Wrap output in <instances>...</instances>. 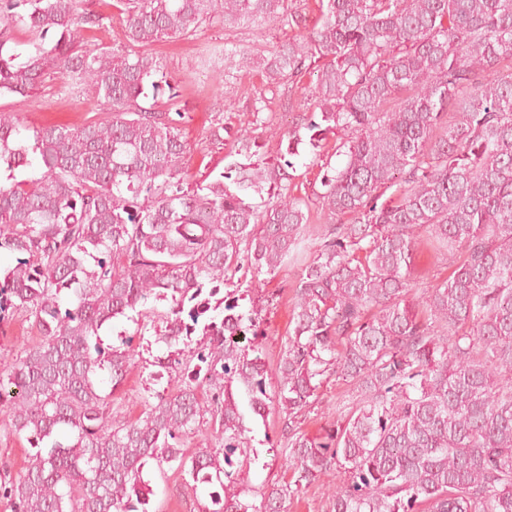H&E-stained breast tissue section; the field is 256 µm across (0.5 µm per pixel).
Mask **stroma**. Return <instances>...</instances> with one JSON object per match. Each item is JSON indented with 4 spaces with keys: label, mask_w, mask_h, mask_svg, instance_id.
Wrapping results in <instances>:
<instances>
[{
    "label": "stroma",
    "mask_w": 512,
    "mask_h": 512,
    "mask_svg": "<svg viewBox=\"0 0 512 512\" xmlns=\"http://www.w3.org/2000/svg\"><path fill=\"white\" fill-rule=\"evenodd\" d=\"M82 7L104 18L101 28L85 32V48L125 44V24L116 0H84ZM224 38L222 27L207 26L194 37L158 43L152 47L153 53L161 58L166 72L173 77L180 95V108L187 114L181 127L192 145L188 164V175L192 178L208 172H223L224 168L237 162V140L246 130L251 133V150L256 156L273 162L286 151L279 138L270 136L263 129L251 127L249 99L262 86L257 73L240 72L232 91H225L224 67L210 61L207 54L208 48L223 46ZM228 97L235 99L234 109H225L224 100ZM99 110L100 105L92 94L66 92L61 80L55 77L47 79L45 88L32 96H0V113L19 114L32 127L79 125L96 118ZM215 118L224 123V146L220 149L211 144L209 136L210 122ZM299 272V261L288 263L276 277L266 280L261 294L262 328L265 333L263 345L270 368L268 379L272 382L277 379L275 368L288 337L293 288ZM245 423L250 430L255 454L246 477L252 489L250 499L258 503L283 473L281 458L268 452L270 443L281 437V422L279 415L272 413L264 420L246 418ZM147 477L153 489L151 512H199L201 506L210 502L207 488L194 491L186 487L175 468L161 471L153 467L149 469Z\"/></svg>",
    "instance_id": "1"
}]
</instances>
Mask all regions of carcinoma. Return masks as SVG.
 Instances as JSON below:
<instances>
[{"instance_id": "carcinoma-1", "label": "carcinoma", "mask_w": 512, "mask_h": 512, "mask_svg": "<svg viewBox=\"0 0 512 512\" xmlns=\"http://www.w3.org/2000/svg\"><path fill=\"white\" fill-rule=\"evenodd\" d=\"M314 2L309 26L293 0H119L128 44L84 50L103 17L82 0H0V95L29 97L56 74L105 111L34 130L0 114V253L19 255L0 271V322L21 314L39 335L0 355L7 432L36 449L19 478L0 479L12 512H148L144 470L173 463L194 492L224 486L202 512H290L325 478L332 512H512V0ZM215 23L294 33L209 54L226 87L255 70L300 89L302 124L279 136L290 157L308 143L324 169L326 224L289 191L294 163L252 160L247 138V162L188 182L179 94L149 47ZM267 110L255 92L252 125L271 128ZM331 138L339 168L323 161ZM34 165L39 177L17 176ZM423 240L454 270L416 293ZM306 251L269 390L258 333L237 341L258 320L239 292ZM237 276L246 288L216 305L203 296ZM130 312L171 349L152 362L166 388L135 418L116 400L137 352L101 335ZM332 380L348 386L336 421L310 434L302 424ZM243 394L286 431L291 476L258 505L241 477L253 452ZM206 419L221 440L182 447Z\"/></svg>"}]
</instances>
